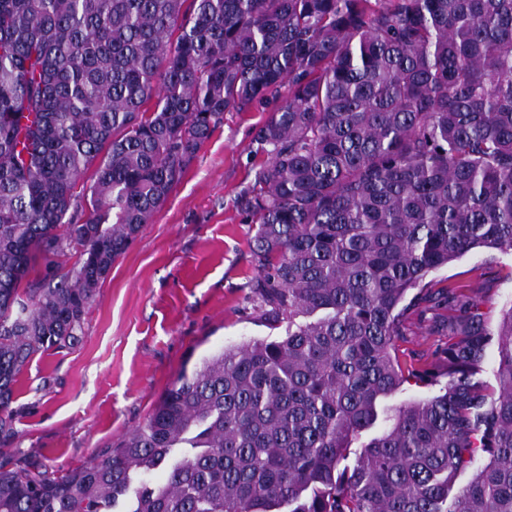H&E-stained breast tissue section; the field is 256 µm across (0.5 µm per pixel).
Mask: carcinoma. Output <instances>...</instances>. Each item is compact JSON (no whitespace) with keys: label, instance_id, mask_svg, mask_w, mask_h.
Returning a JSON list of instances; mask_svg holds the SVG:
<instances>
[{"label":"carcinoma","instance_id":"cac0c4a2","mask_svg":"<svg viewBox=\"0 0 512 512\" xmlns=\"http://www.w3.org/2000/svg\"><path fill=\"white\" fill-rule=\"evenodd\" d=\"M279 96L238 206L247 304L285 337L182 369L90 463L1 462L0 512H512V306L493 330L426 280L512 251V0H0V441L224 113ZM422 306L448 342L403 363ZM442 377L340 468L383 399Z\"/></svg>","mask_w":512,"mask_h":512}]
</instances>
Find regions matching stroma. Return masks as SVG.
Returning a JSON list of instances; mask_svg holds the SVG:
<instances>
[{
	"label": "stroma",
	"instance_id": "35a3bbf8",
	"mask_svg": "<svg viewBox=\"0 0 512 512\" xmlns=\"http://www.w3.org/2000/svg\"><path fill=\"white\" fill-rule=\"evenodd\" d=\"M276 101L228 112L167 201L112 267L79 343L36 355L11 403L16 434L0 460L61 473L142 425L181 368L222 348L282 338L255 322L245 297L256 276L253 225L237 200L267 156L255 141ZM477 293L490 325L512 306V252L477 249L429 275Z\"/></svg>",
	"mask_w": 512,
	"mask_h": 512
}]
</instances>
